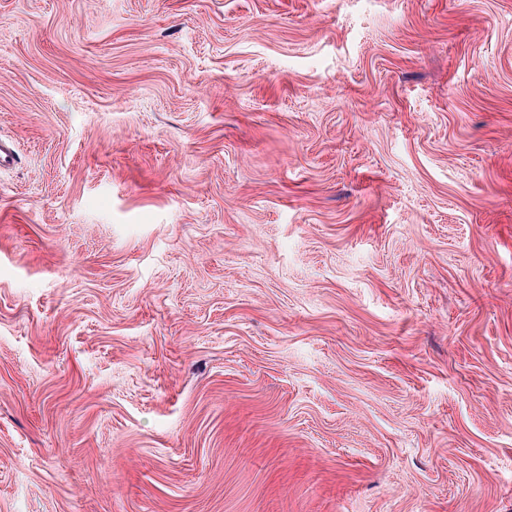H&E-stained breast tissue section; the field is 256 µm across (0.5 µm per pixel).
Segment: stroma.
Segmentation results:
<instances>
[{
    "label": "stroma",
    "mask_w": 512,
    "mask_h": 512,
    "mask_svg": "<svg viewBox=\"0 0 512 512\" xmlns=\"http://www.w3.org/2000/svg\"><path fill=\"white\" fill-rule=\"evenodd\" d=\"M0 512H512V0H0Z\"/></svg>",
    "instance_id": "obj_1"
}]
</instances>
